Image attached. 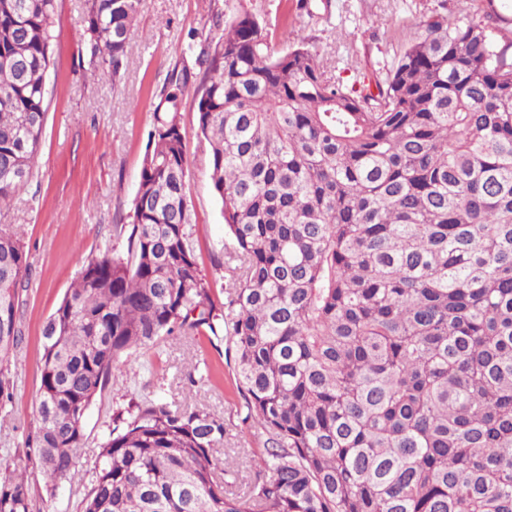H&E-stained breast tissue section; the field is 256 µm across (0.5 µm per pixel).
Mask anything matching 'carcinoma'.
Listing matches in <instances>:
<instances>
[{"instance_id":"cac0c4a2","label":"carcinoma","mask_w":512,"mask_h":512,"mask_svg":"<svg viewBox=\"0 0 512 512\" xmlns=\"http://www.w3.org/2000/svg\"><path fill=\"white\" fill-rule=\"evenodd\" d=\"M382 79L327 71L250 13L208 32L197 122L229 238L200 267L172 70L132 221L45 321L25 465L0 512H41L76 471L114 372L176 336H226L267 436L245 496L224 420L162 396L112 414L82 512H512V17L453 0ZM145 0H85L79 54L117 80ZM56 0H0V203L33 176ZM23 232L0 231V406L17 380ZM234 290L215 301L224 273Z\"/></svg>"}]
</instances>
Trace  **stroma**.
Masks as SVG:
<instances>
[{
  "instance_id": "1",
  "label": "stroma",
  "mask_w": 512,
  "mask_h": 512,
  "mask_svg": "<svg viewBox=\"0 0 512 512\" xmlns=\"http://www.w3.org/2000/svg\"><path fill=\"white\" fill-rule=\"evenodd\" d=\"M449 0H146L130 33L131 53L121 80L88 70L78 54L84 0H57V66L47 80L48 109L35 174L0 206V228L24 226L29 267L22 282L23 343L11 359L17 377L15 402L0 409V449L23 443L40 382L41 328L79 277L88 257L111 244L115 225L128 223L141 160L151 130V112L173 69L193 65L194 35L217 20L248 11L266 24L274 40L284 33L306 37L329 69L354 65L385 76L403 47L421 35L420 21L446 13ZM202 70H195L182 101L190 164L188 200L202 249L220 250L224 217L209 177L196 120ZM197 375L189 385L188 375ZM163 391L167 401L207 408L227 429L220 453L229 490L247 492L257 472L254 457L263 435L241 413L234 359L226 341L195 345L185 337L143 351L112 378L85 420L82 465L58 482L44 512H77L100 446L112 427L114 409L133 398Z\"/></svg>"
}]
</instances>
